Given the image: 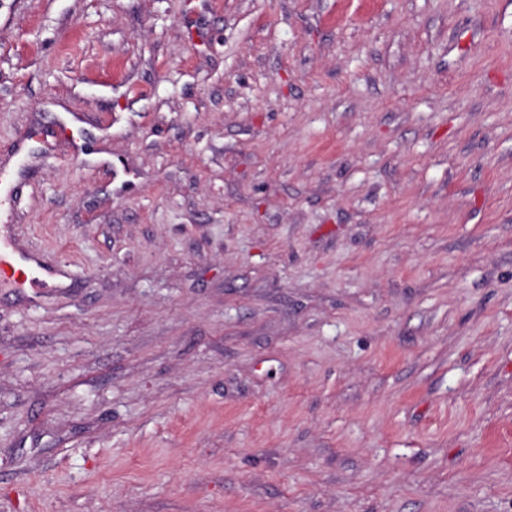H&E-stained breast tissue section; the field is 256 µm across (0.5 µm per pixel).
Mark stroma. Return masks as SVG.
Masks as SVG:
<instances>
[{
	"mask_svg": "<svg viewBox=\"0 0 512 512\" xmlns=\"http://www.w3.org/2000/svg\"><path fill=\"white\" fill-rule=\"evenodd\" d=\"M2 165L0 512H512V0H0ZM1 283L8 279L19 287L42 290L47 288L58 276H63L60 267L44 265L39 258L30 254L16 255L8 250L2 242L0 247Z\"/></svg>",
	"mask_w": 512,
	"mask_h": 512,
	"instance_id": "1",
	"label": "stroma"
}]
</instances>
